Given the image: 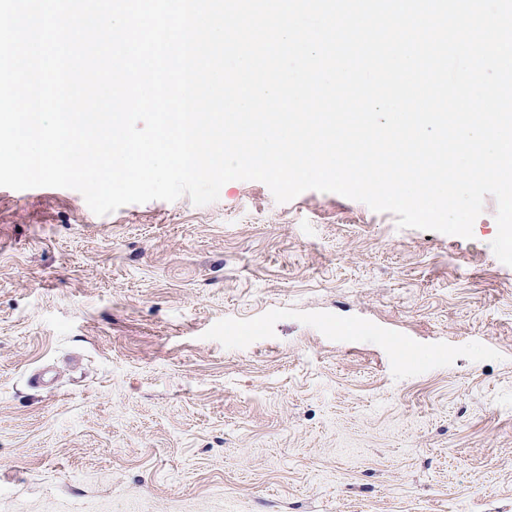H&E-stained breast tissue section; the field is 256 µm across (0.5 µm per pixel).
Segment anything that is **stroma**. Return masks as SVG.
I'll list each match as a JSON object with an SVG mask.
<instances>
[{
  "label": "stroma",
  "mask_w": 512,
  "mask_h": 512,
  "mask_svg": "<svg viewBox=\"0 0 512 512\" xmlns=\"http://www.w3.org/2000/svg\"><path fill=\"white\" fill-rule=\"evenodd\" d=\"M496 213L0 187V512H512Z\"/></svg>",
  "instance_id": "obj_1"
}]
</instances>
